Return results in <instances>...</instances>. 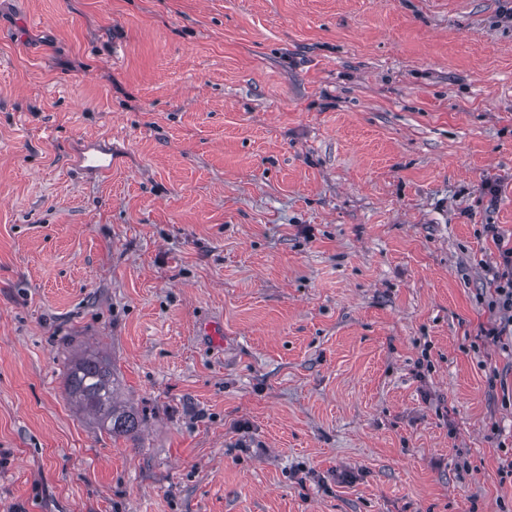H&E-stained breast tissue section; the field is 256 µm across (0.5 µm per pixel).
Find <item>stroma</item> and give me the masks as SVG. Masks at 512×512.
<instances>
[{"label": "stroma", "instance_id": "obj_1", "mask_svg": "<svg viewBox=\"0 0 512 512\" xmlns=\"http://www.w3.org/2000/svg\"><path fill=\"white\" fill-rule=\"evenodd\" d=\"M487 224L512 0H0V512H512ZM76 164L86 173L108 177L112 173V152L88 147L78 156ZM68 395L113 434L133 430L138 416L116 399V385L109 364L87 357L67 369Z\"/></svg>", "mask_w": 512, "mask_h": 512}]
</instances>
